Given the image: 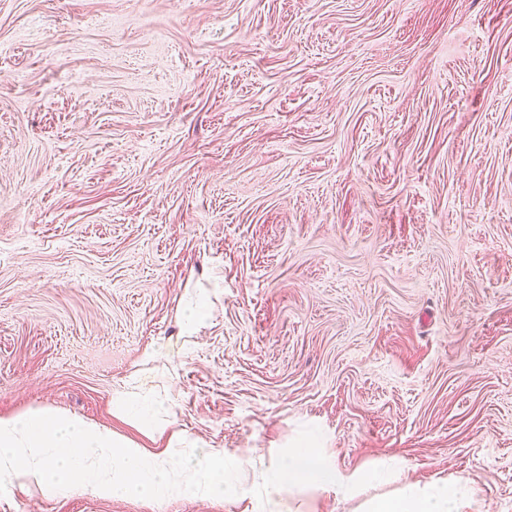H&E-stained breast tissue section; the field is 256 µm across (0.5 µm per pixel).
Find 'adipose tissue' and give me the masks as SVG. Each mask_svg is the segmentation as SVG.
I'll return each instance as SVG.
<instances>
[{
	"label": "adipose tissue",
	"mask_w": 512,
	"mask_h": 512,
	"mask_svg": "<svg viewBox=\"0 0 512 512\" xmlns=\"http://www.w3.org/2000/svg\"><path fill=\"white\" fill-rule=\"evenodd\" d=\"M360 512H481V504L466 486L439 479L371 498L362 504Z\"/></svg>",
	"instance_id": "adipose-tissue-1"
}]
</instances>
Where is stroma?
<instances>
[{
    "label": "stroma",
    "instance_id": "stroma-1",
    "mask_svg": "<svg viewBox=\"0 0 512 512\" xmlns=\"http://www.w3.org/2000/svg\"><path fill=\"white\" fill-rule=\"evenodd\" d=\"M34 406L247 475L313 425L344 475L512 512V0H0V415ZM0 512L261 510L32 484ZM117 407L125 415L140 425H148L153 419L150 392H126L115 397Z\"/></svg>",
    "mask_w": 512,
    "mask_h": 512
}]
</instances>
